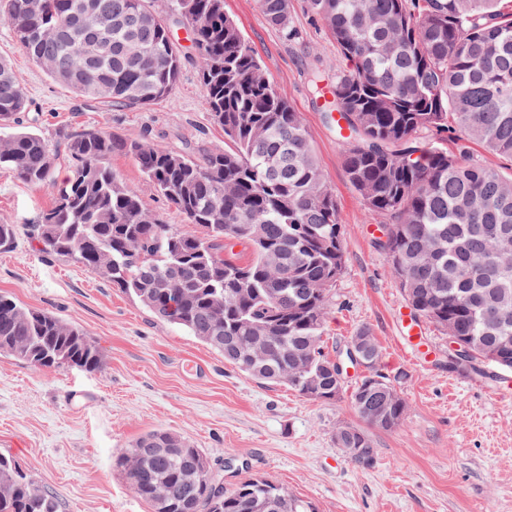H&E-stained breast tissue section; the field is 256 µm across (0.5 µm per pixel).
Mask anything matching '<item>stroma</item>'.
Wrapping results in <instances>:
<instances>
[{"instance_id":"1","label":"stroma","mask_w":512,"mask_h":512,"mask_svg":"<svg viewBox=\"0 0 512 512\" xmlns=\"http://www.w3.org/2000/svg\"><path fill=\"white\" fill-rule=\"evenodd\" d=\"M291 3L292 38L265 23L256 0H224V10L274 88L300 113L336 195L345 264L325 325L327 349L339 356L350 336L369 328L381 372L406 401V419L389 431L372 430L376 462L358 468L334 441L338 425L361 423L348 398L323 403L249 378L98 274L47 259L22 235L0 252V291L85 328L104 362L96 371L38 370L0 357V454L52 492L59 512H153L131 490L117 458L156 429L200 448L225 489L261 477L311 512H512V373L477 379L449 369L448 338L428 322L408 348L399 346L398 320L408 305L376 246L383 219L349 184L327 100L312 92L313 84L335 83L340 56L305 0ZM175 38L185 57L179 83L146 109L116 110L75 95L1 28L0 55L11 58L32 103L23 124L48 139L62 130L101 128L172 149L195 139L223 144V129L203 106L197 49L188 30L176 29ZM109 164L164 223L183 224L131 158L116 153ZM52 202L51 189L0 170V216L25 224Z\"/></svg>"}]
</instances>
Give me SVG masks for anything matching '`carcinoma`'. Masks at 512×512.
<instances>
[{
  "label": "carcinoma",
  "mask_w": 512,
  "mask_h": 512,
  "mask_svg": "<svg viewBox=\"0 0 512 512\" xmlns=\"http://www.w3.org/2000/svg\"><path fill=\"white\" fill-rule=\"evenodd\" d=\"M112 16V54L84 66L77 24L87 0H0V27L34 63L85 68L63 82L119 108H148L176 88L184 59L174 27L194 34L203 103L224 129V146L199 140L176 150L100 129L61 131L54 141L19 129L30 101L0 57V170L50 187L53 205L25 226L0 218V250L20 235L49 257L68 258L224 355L245 375L288 386L310 400L344 393L322 336L344 241L336 196L326 183L300 113L265 76L249 41L224 13V0H97ZM265 23L295 35L291 0H257ZM340 51L331 94L346 121L349 183L369 211L387 218L385 254L414 315L444 335L465 336L471 354L450 369L485 374L488 353L512 361V174L470 157L465 143L512 158V0H306ZM434 130L453 152L420 137ZM131 157L183 216L173 228L112 171ZM66 163L70 174L55 173ZM242 243L250 258L233 252ZM39 368L103 366L90 334L52 312L0 292V356ZM350 401L366 427L339 448L356 466L374 465L368 428L405 419L400 392L376 369ZM208 457L183 437L149 431L118 464L133 491L159 512H303L285 489L260 478L217 498L183 482L185 466ZM0 512H58V501L0 455Z\"/></svg>",
  "instance_id": "1"
}]
</instances>
